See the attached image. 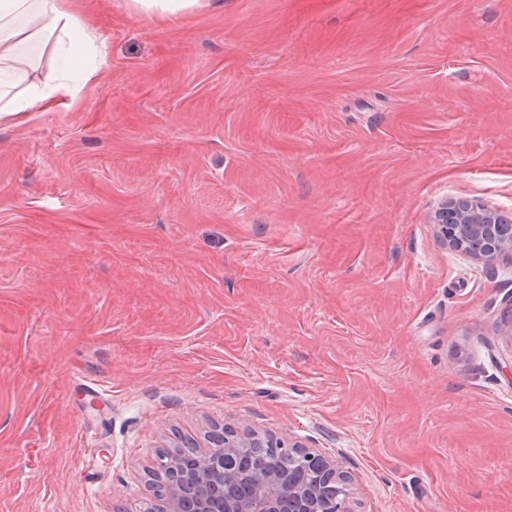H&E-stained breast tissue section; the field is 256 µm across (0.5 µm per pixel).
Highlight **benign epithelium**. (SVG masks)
<instances>
[{
	"instance_id": "benign-epithelium-1",
	"label": "benign epithelium",
	"mask_w": 512,
	"mask_h": 512,
	"mask_svg": "<svg viewBox=\"0 0 512 512\" xmlns=\"http://www.w3.org/2000/svg\"><path fill=\"white\" fill-rule=\"evenodd\" d=\"M429 223L446 248L485 262H512V218L496 208L469 198L443 199L430 212ZM261 438L305 458L309 464L307 478L297 480L279 470L262 471L254 478L250 497L222 503L205 498L189 503L183 497V485L173 484L154 512H353L347 507L350 478L336 460L292 437L261 436L256 432L216 434L210 438L208 449L196 451V467L188 474V481L206 482L212 478L218 459L232 457L238 448L256 446Z\"/></svg>"
}]
</instances>
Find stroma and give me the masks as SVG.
Wrapping results in <instances>:
<instances>
[{
	"label": "stroma",
	"mask_w": 512,
	"mask_h": 512,
	"mask_svg": "<svg viewBox=\"0 0 512 512\" xmlns=\"http://www.w3.org/2000/svg\"><path fill=\"white\" fill-rule=\"evenodd\" d=\"M81 0L96 85L0 119V512H143L158 455L293 436L352 512H512V0ZM132 7L158 20L199 11L216 12L224 9L223 0H130ZM436 236L452 248L485 262H512V220L500 210L469 198L443 199L429 214ZM508 224L509 233L501 230Z\"/></svg>",
	"instance_id": "35a3bbf8"
}]
</instances>
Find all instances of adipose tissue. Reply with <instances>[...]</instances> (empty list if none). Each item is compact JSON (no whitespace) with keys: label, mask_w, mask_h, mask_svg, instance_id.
<instances>
[{"label":"adipose tissue","mask_w":512,"mask_h":512,"mask_svg":"<svg viewBox=\"0 0 512 512\" xmlns=\"http://www.w3.org/2000/svg\"><path fill=\"white\" fill-rule=\"evenodd\" d=\"M141 13L163 20L199 11L223 10L224 0H130ZM43 33L56 35L60 58L76 45L91 41L90 26L82 18L78 0H0V117L51 110L74 100L80 88L94 81V71L73 79L60 70L41 83L25 84L21 74L23 45Z\"/></svg>","instance_id":"adipose-tissue-1"}]
</instances>
